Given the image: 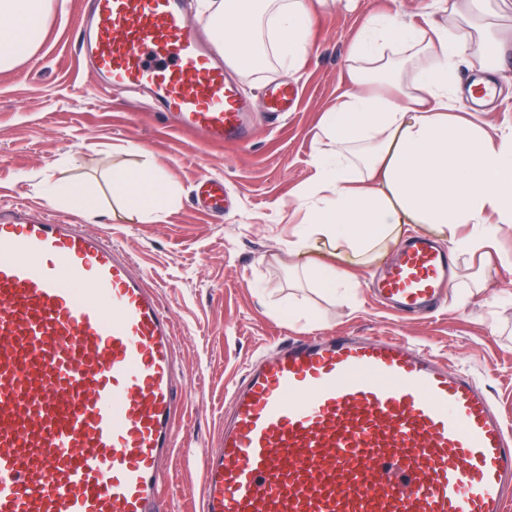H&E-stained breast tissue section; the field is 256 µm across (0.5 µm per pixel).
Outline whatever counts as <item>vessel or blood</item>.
<instances>
[{"label": "vessel or blood", "instance_id": "b4317fda", "mask_svg": "<svg viewBox=\"0 0 512 512\" xmlns=\"http://www.w3.org/2000/svg\"><path fill=\"white\" fill-rule=\"evenodd\" d=\"M77 54L181 131L247 140L249 103L184 0H87ZM293 90L268 89L287 112ZM448 251L415 236L374 289L425 314ZM174 330L133 258L84 225L0 210V512H156L184 397ZM202 512H505L512 427L475 377L379 336L292 338L232 388Z\"/></svg>", "mask_w": 512, "mask_h": 512}]
</instances>
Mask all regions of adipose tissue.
Listing matches in <instances>:
<instances>
[{
    "label": "adipose tissue",
    "instance_id": "obj_1",
    "mask_svg": "<svg viewBox=\"0 0 512 512\" xmlns=\"http://www.w3.org/2000/svg\"><path fill=\"white\" fill-rule=\"evenodd\" d=\"M52 0H0V42L21 40L0 54V71L25 60L42 36ZM499 0H448V21L415 25L391 15L368 19L350 47L355 65L335 109L320 122L315 177L296 194L304 219L288 241L290 255L315 288L346 299L358 288L335 261L316 263L315 245L330 246L350 263L397 242L404 225L421 224L459 254L498 246L512 227V133L480 115L464 117L457 72L469 42L451 30L475 22L483 61L496 69L512 34L494 22ZM212 42L239 74L278 61L294 67L310 42L307 0H201ZM112 189L130 217L156 220L176 202L159 171H112Z\"/></svg>",
    "mask_w": 512,
    "mask_h": 512
}]
</instances>
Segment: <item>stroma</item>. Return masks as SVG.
Listing matches in <instances>:
<instances>
[{
  "mask_svg": "<svg viewBox=\"0 0 512 512\" xmlns=\"http://www.w3.org/2000/svg\"><path fill=\"white\" fill-rule=\"evenodd\" d=\"M80 0H54L43 38L18 66L0 71V208L84 224L132 255L156 286L177 332L176 371L187 396L177 411V441L161 469L162 512H200L202 461L216 453L229 414L228 392L246 365L284 338L346 331L420 345L473 374L512 422V265L453 259L438 312L407 319L371 297L394 258L387 244L350 267L356 294L334 299L295 279L288 239L301 219L295 193L313 176L311 156L323 112L333 107L351 65L349 50L370 15L420 20L443 0H318L310 45L295 73L279 67L239 77L251 100L252 134L238 145H212L171 127L145 93L104 96L78 61L73 32ZM499 93L485 117L512 131V56L495 76ZM297 90L293 112L265 110L266 84ZM153 163L177 201L162 219L130 221L112 190V167ZM84 186L99 213L42 198L34 177ZM224 183V214L197 198L202 177Z\"/></svg>",
  "mask_w": 512,
  "mask_h": 512,
  "instance_id": "obj_1",
  "label": "stroma"
}]
</instances>
